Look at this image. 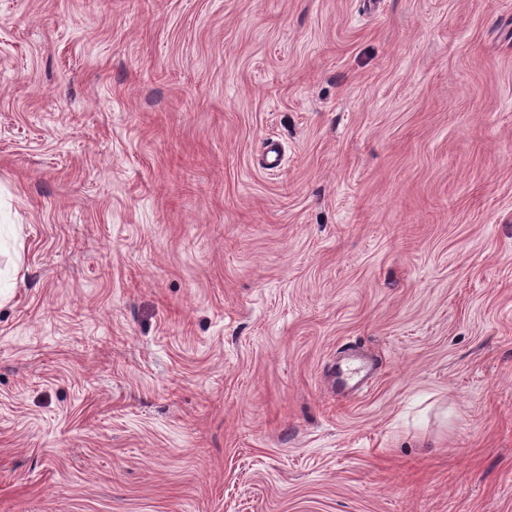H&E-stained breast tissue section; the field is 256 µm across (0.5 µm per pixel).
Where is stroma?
I'll return each mask as SVG.
<instances>
[{"mask_svg": "<svg viewBox=\"0 0 512 512\" xmlns=\"http://www.w3.org/2000/svg\"><path fill=\"white\" fill-rule=\"evenodd\" d=\"M0 512H512V0H0ZM363 370V366L354 363L340 366L336 375L339 390L347 391L352 394L360 392L367 382L364 377L361 376Z\"/></svg>", "mask_w": 512, "mask_h": 512, "instance_id": "obj_1", "label": "stroma"}]
</instances>
